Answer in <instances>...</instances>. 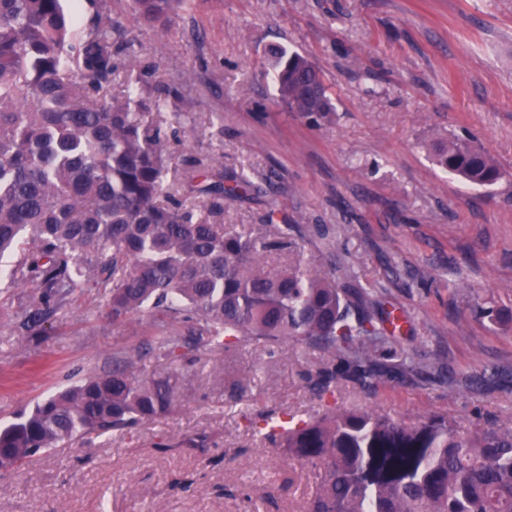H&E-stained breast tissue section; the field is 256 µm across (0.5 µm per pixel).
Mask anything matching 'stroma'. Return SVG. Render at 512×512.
<instances>
[{
  "label": "stroma",
  "mask_w": 512,
  "mask_h": 512,
  "mask_svg": "<svg viewBox=\"0 0 512 512\" xmlns=\"http://www.w3.org/2000/svg\"><path fill=\"white\" fill-rule=\"evenodd\" d=\"M112 17L139 48L119 64L113 95L133 85L147 111H161L176 161L217 158L255 185L225 204V226L261 235L272 218L326 228L269 266H318L336 249L351 287L383 285L407 316L404 350L474 374L507 370L486 388L391 377L368 395L346 385L337 405L412 420L437 412L462 430L483 419L512 426V323L472 313L512 311V0H200L167 31L112 0ZM277 49L320 70L331 119L312 125L279 102ZM466 135L508 178L470 186L437 165L431 147ZM24 317L13 304L0 310V427L111 371L116 347L153 334L148 319L134 336L114 330L94 290L46 335H19ZM319 363L292 347L207 353L173 414L0 471V512H305L311 472L248 422L320 412L304 381ZM239 379L251 390L228 402Z\"/></svg>",
  "instance_id": "obj_1"
}]
</instances>
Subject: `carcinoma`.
Wrapping results in <instances>:
<instances>
[{"label":"carcinoma","mask_w":512,"mask_h":512,"mask_svg":"<svg viewBox=\"0 0 512 512\" xmlns=\"http://www.w3.org/2000/svg\"><path fill=\"white\" fill-rule=\"evenodd\" d=\"M79 2L0 0V260L22 251L3 278L25 289L15 300L29 312L31 336L84 287L106 299L112 327L136 336L130 327L156 313L158 332L142 350H115L112 371L19 412L0 429V469L170 414L198 354L240 342L271 355L288 346L320 352L309 377L320 400L343 381L372 393L392 375L473 386L498 374L449 372L435 353L385 364L403 316L386 298L349 287L333 251L319 267L267 269L268 254L294 247L295 225H276L270 238L224 228V198L252 184L224 178L222 161L185 159L189 192L175 189L166 131L135 89L122 99L110 92L119 58L136 57L134 42L120 38L107 0H85L83 24ZM196 6L131 0L138 20L162 29ZM275 67L287 111L329 117V87L305 57L277 51ZM435 157L473 185L509 175L456 137ZM154 352L176 368L145 372L143 358ZM260 440L315 472L306 512H512V428L495 422L460 431L436 413L409 421L332 405L295 424L267 420Z\"/></svg>","instance_id":"carcinoma-1"}]
</instances>
